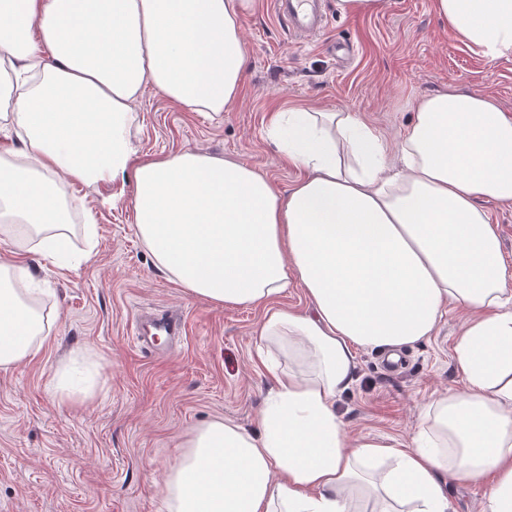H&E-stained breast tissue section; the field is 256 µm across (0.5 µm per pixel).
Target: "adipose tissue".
I'll list each match as a JSON object with an SVG mask.
<instances>
[{
  "label": "adipose tissue",
  "instance_id": "adipose-tissue-1",
  "mask_svg": "<svg viewBox=\"0 0 512 512\" xmlns=\"http://www.w3.org/2000/svg\"><path fill=\"white\" fill-rule=\"evenodd\" d=\"M255 0H0V236L59 267L73 184L132 182L139 237L192 297L262 311L256 355L273 384L258 432L193 429L167 481L168 512H454L444 475L483 481V512H512V263L481 203L512 202V118L487 96H423L396 150L349 112L276 113L280 191L255 168L192 149L136 160L135 102L152 87L207 116L237 100L239 24ZM453 38L512 57V0H433ZM303 288L307 310L283 307ZM34 280L0 255V367L44 342ZM460 388L428 402L408 443L349 441L337 396L357 353L431 336L448 306ZM287 356L280 365L279 356Z\"/></svg>",
  "mask_w": 512,
  "mask_h": 512
}]
</instances>
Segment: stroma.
I'll return each instance as SVG.
<instances>
[{"label": "stroma", "instance_id": "1", "mask_svg": "<svg viewBox=\"0 0 512 512\" xmlns=\"http://www.w3.org/2000/svg\"><path fill=\"white\" fill-rule=\"evenodd\" d=\"M255 0L240 19L248 66L238 100L222 116L183 111L152 89L135 108L140 158L193 149L246 163L280 190L299 176L269 136L273 113L313 107L355 113L396 145L417 100L454 89L486 95L512 114V57L494 62L455 41L433 0H384L379 12H341L325 0L327 23L301 40ZM350 48L340 69L331 43ZM87 220L71 241L82 261L59 268L29 254L41 280L47 338L25 365L0 368V512H168L166 476L192 429L215 418L258 427L271 382L254 358L259 309L188 296L160 272L135 230L130 188L75 185ZM96 226L86 242L84 223ZM184 319L176 344L139 348L135 319ZM465 317L447 308L427 339L384 354L357 355L354 383L336 400L349 438L402 440L421 409L460 387L454 345ZM74 366L86 398L56 392L57 370Z\"/></svg>", "mask_w": 512, "mask_h": 512}]
</instances>
